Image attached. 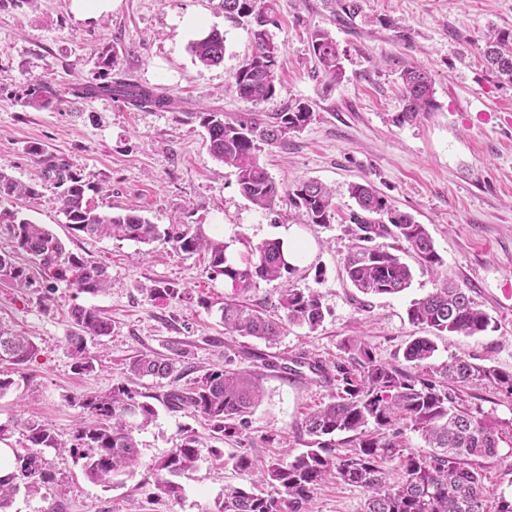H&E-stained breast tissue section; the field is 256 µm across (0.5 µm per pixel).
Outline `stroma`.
Returning <instances> with one entry per match:
<instances>
[{"mask_svg":"<svg viewBox=\"0 0 512 512\" xmlns=\"http://www.w3.org/2000/svg\"><path fill=\"white\" fill-rule=\"evenodd\" d=\"M217 2L118 0L112 13L85 21L73 15L70 0H0V170L29 180L38 166L26 147L39 143L47 156L98 185L89 196L98 211L134 207L162 229L206 224L224 240H236L243 254L298 224L296 211L284 198L270 212L254 207L234 170L212 157L194 115L207 109L246 120L281 111L292 99L308 101L310 123L285 143L265 147L260 161L280 189L309 179L331 188L335 218L325 226L298 224L308 244L305 259L282 279L257 281L240 297L277 315L285 289L311 290L325 318L313 331L289 327L271 344L226 333L220 308L235 294L230 281L211 277L207 255H187L161 240L145 245L72 231L51 184L31 199H0V208L46 225L67 250L106 267L109 275L108 288L95 295L53 281L45 308L32 289L0 281V321L32 336L40 348L37 359L15 371L17 389L0 397V424L11 429L0 444L23 447V426L31 421L70 441L82 415L68 396L120 384L157 410L137 434L142 458L134 475L106 489L89 482L69 455L51 452L48 465L67 494L57 496L50 485L33 496L21 492L10 512H45L52 504L57 512H211L225 488H249L253 477L210 457L208 448L220 445L230 454L247 447L259 459L291 458L303 449L307 414L337 392L335 383L306 369L285 381L267 374L248 427L220 443L205 419L159 402L173 383L187 385L212 369L253 370L262 355L328 364L345 357L347 341L359 339L379 360L408 372L405 347L429 335L437 346L432 367L465 358L512 371V88L496 81L482 55L491 29L512 27V0H360L361 15L350 25L338 22L325 0H278L279 24L271 36L281 49L282 88L258 103L227 87L252 51V35L245 22L226 18ZM197 14L224 36L219 65H200L190 51L195 34L177 29L176 19ZM378 16L394 20L398 30L373 25ZM316 29L331 32L343 53V74L330 86L309 52L308 36ZM105 57L112 60V78L167 93L173 106L159 111L106 96L77 97ZM415 65L431 77L436 107L400 125L395 118L406 101L399 75ZM33 84L52 91L55 101L45 108L30 105L26 90ZM364 181L424 224L443 258L433 271L396 239H376V246L400 255L413 271L411 287L399 294H362L343 270L354 242L350 188ZM446 281L465 288L496 329L482 336H434L413 325L411 303ZM158 283L183 289L186 299L150 300L145 289ZM74 304L96 308L112 322L110 335L89 340L95 369L85 374L75 373L68 347ZM178 348L188 358L177 379H139L129 371L139 354L169 357ZM30 387L35 397L25 394ZM456 397L501 425L497 456L475 461L488 512H495L500 497L512 494V396L480 382L458 387ZM186 432L206 453L181 477L179 498L159 495L150 466ZM366 497L363 488L329 482L310 508L363 512Z\"/></svg>","mask_w":512,"mask_h":512,"instance_id":"35a3bbf8","label":"stroma"}]
</instances>
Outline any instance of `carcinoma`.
Here are the masks:
<instances>
[{"label":"carcinoma","mask_w":512,"mask_h":512,"mask_svg":"<svg viewBox=\"0 0 512 512\" xmlns=\"http://www.w3.org/2000/svg\"><path fill=\"white\" fill-rule=\"evenodd\" d=\"M334 14L351 23L360 13L358 0H328ZM224 16L234 20L252 19L254 29L251 55L232 74L229 89L252 103L275 95L281 88L278 78L280 48L268 32L278 22L276 0H220ZM193 56L204 66L224 58V36L212 31L190 46ZM310 52L325 78L334 83L342 75L341 53L336 40L324 30L310 34ZM486 67L499 83L512 87V28L495 31L485 43ZM407 105L395 118L403 124L435 108L431 78L421 68L412 66L401 74ZM88 95H107L166 110L173 98L131 82H114L108 70L97 82L85 87ZM198 119L208 134L213 157L235 169L244 197L258 208L270 211L280 195L277 184L260 162L263 146L283 141L288 133L308 125L313 110L306 101H290L280 112L265 119L229 121L224 113L201 111ZM28 153L44 169L28 182L0 172V197L34 198L40 195L43 179L49 178L61 188L58 200L68 227L89 236L131 240L149 244L160 238L185 254L205 252L212 278L220 276L242 294L255 286L256 280L274 281L294 269L273 240L250 249L246 255L229 259V244L206 232L202 224H172L165 230L129 209L107 214L90 204L88 192L100 187L85 180L66 163L45 156L42 146L32 143ZM359 211L350 215L358 230L357 242L344 259V271L352 286L364 295L397 294L409 288L413 274L399 256L370 245L377 238L392 236L405 243L418 262L431 270L443 264L424 227L408 212L395 208L388 198L368 182L350 189ZM288 200L303 217L305 224L326 225L335 217L333 194L322 183L301 181L287 190ZM0 225L12 241V249L0 251V279L20 288L36 284L29 266L18 261L25 255L36 266L44 281L67 280L81 293L95 295L109 285L106 268L65 249L63 243L43 224L24 217L19 211L0 209ZM150 299H179L185 292L171 285L154 284L146 288ZM283 316L274 318L230 298L221 307L224 330L244 338L268 343L275 341L290 326L314 330L324 320L318 294L287 288L280 302ZM70 318L75 331L69 336L73 369L77 373L94 370V358L87 340L108 336L112 323L94 307L74 305ZM409 321L425 325L440 334L482 336L491 329L490 316L480 309L465 289L445 283L427 296L412 302ZM346 349L348 361L333 364L340 392L335 400L310 414L302 425L308 437L306 449L285 462L272 458L260 464L246 449L228 456L232 468L258 476V488H227L214 503L212 512H307L314 491L327 480L355 485L367 491L364 512H486L482 474L468 463L471 457L494 456L501 440L498 421L481 411H471L456 404L448 392V383L462 386L485 382L512 396V371L454 359L442 372V380L412 376L379 361L368 345L351 340ZM37 344L6 325L0 324V361L15 368L26 366L38 355ZM436 347L428 337H419L406 347L404 358L418 368L428 365ZM185 351L175 350V357L162 358L143 354L130 364L138 377L168 378L176 371L177 359ZM261 374L239 369L210 370L188 387H173L163 396L172 411L189 410L209 422L218 436H238L239 426L259 405L263 395ZM67 401L86 415L71 442L58 439L47 425L24 424L27 447L14 452V471L0 477V512H9L14 497L21 491L36 494L46 485L57 486L58 495L66 485L56 481L48 467L45 450L68 452L81 464L85 478L104 488L115 480L131 476L140 467V450L135 433L155 418V408L136 399L121 385L107 392L70 396ZM421 433L429 451L420 453L402 448L393 427L399 421ZM353 433L354 448L345 454L336 451L330 437ZM201 450L197 438L185 435L179 445L155 462L152 470L160 494L176 498L182 486L175 478L197 466ZM398 460L401 481L387 483L384 464Z\"/></svg>","instance_id":"obj_1"}]
</instances>
